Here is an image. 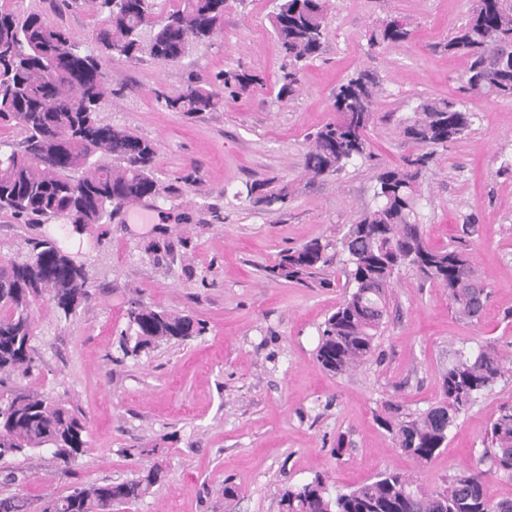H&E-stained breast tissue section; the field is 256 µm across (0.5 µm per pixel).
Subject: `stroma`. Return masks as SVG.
I'll return each mask as SVG.
<instances>
[{
	"mask_svg": "<svg viewBox=\"0 0 512 512\" xmlns=\"http://www.w3.org/2000/svg\"><path fill=\"white\" fill-rule=\"evenodd\" d=\"M472 5L329 0L322 52L303 67L300 91L285 103L276 99L282 58L271 0H228L221 29L180 63L102 58V117L157 144L160 195L73 234L93 298L67 321L50 303L37 306L35 368L21 384L71 397L88 422L87 447L68 466L47 451L17 458L24 479L11 493L39 512L48 497L77 485L130 479L156 465L164 476L151 494L113 512H279L283 489L318 473L333 490L385 470L432 488L476 461L491 416L512 401L510 371L460 414L447 448L425 468L378 422L439 401L440 374L455 351L492 342L512 356V170L501 169L512 162V99L462 97L468 61L441 49ZM0 6L40 12L84 42L99 24L94 0ZM392 18L406 23L410 39L369 48L370 31ZM230 69L259 75L262 87L192 117L156 100L197 78L223 91L215 77ZM362 71L383 88L367 133L370 157L309 180L306 137L332 119L336 86ZM427 97L464 98L475 119L423 176L418 220L436 246L452 245L474 225L472 265L491 297L481 319L462 320L443 288L403 270L374 356L328 375L315 353L322 322L349 290L340 240L373 205L377 173L417 153L402 127ZM271 177L293 187L286 208L261 211L234 200L243 183ZM53 228L1 210L0 255L27 251ZM314 239L333 256L315 277L267 275L282 250ZM134 301L194 314L206 331L123 356L117 337ZM228 485L237 498L225 499Z\"/></svg>",
	"mask_w": 512,
	"mask_h": 512,
	"instance_id": "35a3bbf8",
	"label": "stroma"
}]
</instances>
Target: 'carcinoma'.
<instances>
[{
  "label": "carcinoma",
  "instance_id": "cac0c4a2",
  "mask_svg": "<svg viewBox=\"0 0 512 512\" xmlns=\"http://www.w3.org/2000/svg\"><path fill=\"white\" fill-rule=\"evenodd\" d=\"M227 2L179 0L158 21L155 0H97L101 20L93 40L100 53L113 58L148 55L162 63L180 62L221 28ZM327 2L276 0L271 25L284 59L277 93L281 101L297 94L302 67L322 50ZM408 37L405 27L390 21L371 31L368 44L376 47ZM443 48L470 59L465 93L512 98V59L497 62L512 49V0H474L469 19ZM223 82L238 94L255 88L260 78L235 70L224 72ZM106 93L98 56L78 47L70 33L35 11H0V124L11 123L22 134L16 143L0 140V210L38 224L54 220L79 228L102 224L122 208L159 196L156 144L100 118ZM380 93L379 81L365 73L336 88L332 107L337 118L309 136L306 176L338 175L369 158L366 132ZM156 99L187 116L223 105L204 79L159 93ZM472 123L463 101L431 98L421 101L404 124V136L421 152L378 173L374 205L349 225L342 239L352 291L321 326L316 360L324 372L345 374L373 356L391 288L404 268L446 289L460 318L474 320L484 311L489 293L475 276L471 249L463 242L431 245L416 212L420 180L438 150L465 136ZM291 194L289 184L270 178L245 184L234 199L272 210L286 207ZM327 249L318 239L286 249L268 273L303 282L330 262ZM88 283L86 265L52 235L34 241L22 257L0 258L1 389L34 369L36 306L49 301L67 319L90 301ZM205 330L204 321L192 314L135 301L118 348L125 356H139ZM508 363L512 359L491 342L473 354L461 351L443 370L442 398L436 405L396 418L381 416L379 421L395 447L424 467L448 447V433L458 416L504 376ZM87 432L84 413L69 399L21 388L0 396V461L50 448L68 466L83 453ZM486 463L489 468L481 469ZM497 472L512 479V402L492 417L487 445L476 464L441 486L423 488L409 475L385 471L333 496L317 474L287 488L280 507L281 512H512V498L495 500L485 492L487 477ZM160 479L161 471L151 467L128 481L80 485L65 496L48 498L41 512H112L117 504L149 495ZM29 509L24 497L0 496V512Z\"/></svg>",
  "mask_w": 512,
  "mask_h": 512
}]
</instances>
